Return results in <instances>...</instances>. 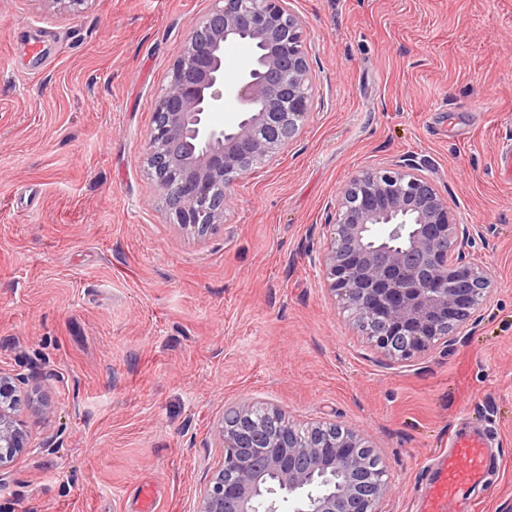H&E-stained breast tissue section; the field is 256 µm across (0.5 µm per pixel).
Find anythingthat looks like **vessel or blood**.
I'll list each match as a JSON object with an SVG mask.
<instances>
[{"mask_svg": "<svg viewBox=\"0 0 512 512\" xmlns=\"http://www.w3.org/2000/svg\"><path fill=\"white\" fill-rule=\"evenodd\" d=\"M486 440L481 429H462L453 434L450 449L424 472L429 486L425 512H447L449 500L465 498L482 483L487 469Z\"/></svg>", "mask_w": 512, "mask_h": 512, "instance_id": "vessel-or-blood-1", "label": "vessel or blood"}]
</instances>
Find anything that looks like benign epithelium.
Listing matches in <instances>:
<instances>
[{
	"label": "benign epithelium",
	"instance_id": "obj_1",
	"mask_svg": "<svg viewBox=\"0 0 512 512\" xmlns=\"http://www.w3.org/2000/svg\"><path fill=\"white\" fill-rule=\"evenodd\" d=\"M40 2L74 17L89 0ZM192 32L205 41L187 40L173 63L142 160L172 223L201 241L224 224L235 181L275 161L303 130L311 75L287 0H215ZM229 42L255 52L252 69L224 72ZM226 93L242 105L228 126L217 120ZM455 207L410 156L355 171L336 195L335 235L322 255L327 289L392 362L454 346L489 298V273L465 262L476 239ZM26 381L0 370V485L4 467L32 449ZM213 435L224 455L197 512H380L391 491L367 438L333 422L300 430L274 406L258 415L242 404Z\"/></svg>",
	"mask_w": 512,
	"mask_h": 512
}]
</instances>
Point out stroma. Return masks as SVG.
<instances>
[{
  "mask_svg": "<svg viewBox=\"0 0 512 512\" xmlns=\"http://www.w3.org/2000/svg\"><path fill=\"white\" fill-rule=\"evenodd\" d=\"M213 0H91L76 17L0 0V369L51 405L0 486V512H195L226 411L363 432L383 512H421L422 471L459 428L494 439L471 503L512 512V0H288L311 116L183 235L141 162L196 20ZM424 162L479 236L495 288L471 335L386 360L325 289L327 216L352 172Z\"/></svg>",
  "mask_w": 512,
  "mask_h": 512,
  "instance_id": "stroma-1",
  "label": "stroma"
}]
</instances>
